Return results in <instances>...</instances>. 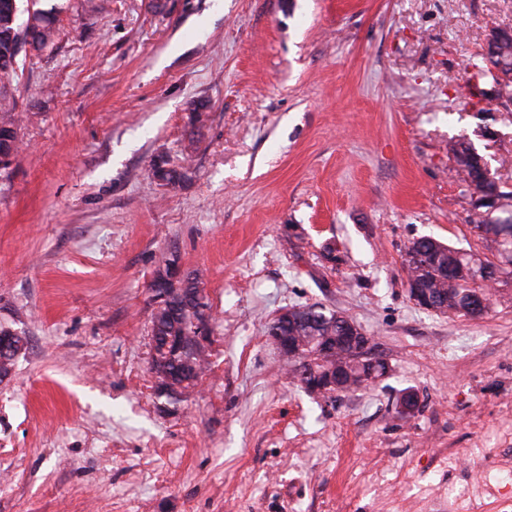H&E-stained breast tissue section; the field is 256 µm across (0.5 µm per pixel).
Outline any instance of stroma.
<instances>
[{
    "label": "stroma",
    "mask_w": 512,
    "mask_h": 512,
    "mask_svg": "<svg viewBox=\"0 0 512 512\" xmlns=\"http://www.w3.org/2000/svg\"><path fill=\"white\" fill-rule=\"evenodd\" d=\"M97 2L40 0L55 40L0 82L21 113L0 325L27 338L0 380V512H512V278L470 320L416 305L404 269L423 236L483 248L451 145L512 190V106L466 69L512 0ZM173 251L212 315L178 401L151 371ZM311 304L387 374L301 388L267 327Z\"/></svg>",
    "instance_id": "obj_1"
}]
</instances>
